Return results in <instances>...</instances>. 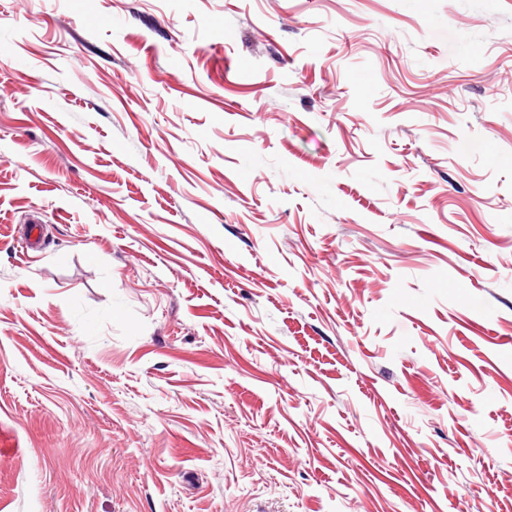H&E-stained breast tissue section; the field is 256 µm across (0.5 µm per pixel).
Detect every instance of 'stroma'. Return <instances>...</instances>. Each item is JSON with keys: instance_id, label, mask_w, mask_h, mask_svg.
Segmentation results:
<instances>
[{"instance_id": "35a3bbf8", "label": "stroma", "mask_w": 512, "mask_h": 512, "mask_svg": "<svg viewBox=\"0 0 512 512\" xmlns=\"http://www.w3.org/2000/svg\"><path fill=\"white\" fill-rule=\"evenodd\" d=\"M0 512H512V0H0Z\"/></svg>"}]
</instances>
